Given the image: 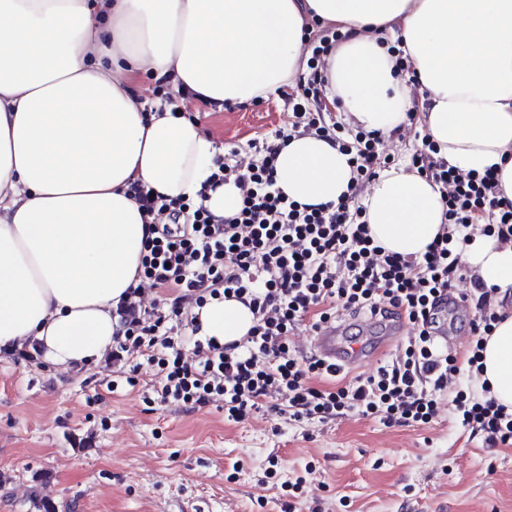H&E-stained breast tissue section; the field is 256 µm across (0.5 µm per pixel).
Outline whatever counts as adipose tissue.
<instances>
[{
	"label": "adipose tissue",
	"mask_w": 512,
	"mask_h": 512,
	"mask_svg": "<svg viewBox=\"0 0 512 512\" xmlns=\"http://www.w3.org/2000/svg\"><path fill=\"white\" fill-rule=\"evenodd\" d=\"M318 24L352 34L329 60L328 103L363 130L398 128L413 102L386 41L399 38L439 158L495 168L512 203V0H0L1 350L34 347L77 370L111 349L148 234L131 186L196 197L218 155L155 87L212 112L268 97L305 73ZM276 170L288 199L312 206L338 202L352 176L348 155L313 134L292 137ZM364 205L375 243L406 258L443 227L437 186L401 168ZM465 259L486 286L512 288V246L478 235ZM195 314L224 344L254 324L234 298ZM482 361L512 413L511 312Z\"/></svg>",
	"instance_id": "1"
}]
</instances>
